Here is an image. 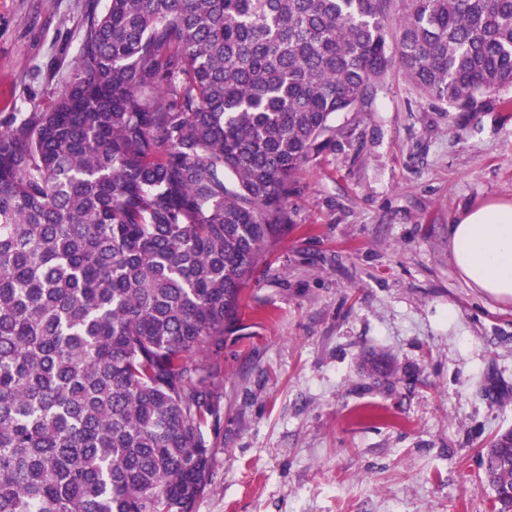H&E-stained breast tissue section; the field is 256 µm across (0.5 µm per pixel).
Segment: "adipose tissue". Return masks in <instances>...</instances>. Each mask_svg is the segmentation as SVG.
Returning <instances> with one entry per match:
<instances>
[{
	"label": "adipose tissue",
	"mask_w": 512,
	"mask_h": 512,
	"mask_svg": "<svg viewBox=\"0 0 512 512\" xmlns=\"http://www.w3.org/2000/svg\"><path fill=\"white\" fill-rule=\"evenodd\" d=\"M450 261L469 287L512 300V203L459 211L449 226Z\"/></svg>",
	"instance_id": "1"
}]
</instances>
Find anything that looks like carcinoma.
<instances>
[{"instance_id": "1", "label": "carcinoma", "mask_w": 512, "mask_h": 512, "mask_svg": "<svg viewBox=\"0 0 512 512\" xmlns=\"http://www.w3.org/2000/svg\"><path fill=\"white\" fill-rule=\"evenodd\" d=\"M109 0L45 112L0 129V512H193L214 372L296 175L403 69L512 86V0ZM512 512V430L481 455Z\"/></svg>"}]
</instances>
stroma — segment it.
Returning <instances> with one entry per match:
<instances>
[{
	"label": "stroma",
	"instance_id": "obj_1",
	"mask_svg": "<svg viewBox=\"0 0 512 512\" xmlns=\"http://www.w3.org/2000/svg\"><path fill=\"white\" fill-rule=\"evenodd\" d=\"M108 0H0V128L46 111ZM440 105L394 71L303 170L224 336L193 512H490L479 455L512 429V301L448 258L462 209L512 201V111Z\"/></svg>",
	"mask_w": 512,
	"mask_h": 512
}]
</instances>
